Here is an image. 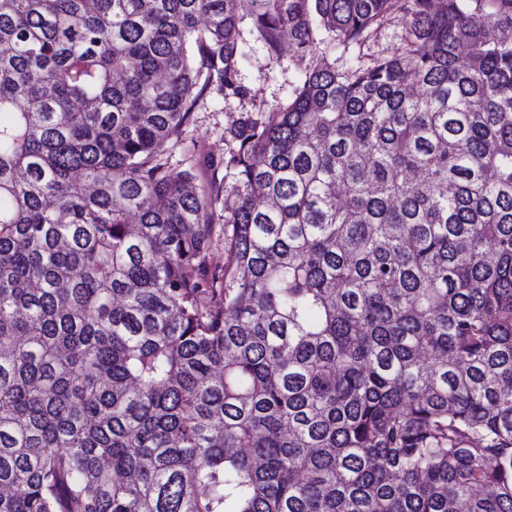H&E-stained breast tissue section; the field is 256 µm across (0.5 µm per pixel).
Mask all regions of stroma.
<instances>
[{
    "label": "stroma",
    "mask_w": 512,
    "mask_h": 512,
    "mask_svg": "<svg viewBox=\"0 0 512 512\" xmlns=\"http://www.w3.org/2000/svg\"><path fill=\"white\" fill-rule=\"evenodd\" d=\"M241 34L245 56L238 80L247 91L246 97L227 100L214 92L204 95L189 124L178 140L168 145L164 155L172 168L191 172L200 187L207 186L214 169L223 167L231 144L230 131L239 119L252 113L257 104L266 110L287 105L305 68L292 50H282L276 59L269 56L250 25H243Z\"/></svg>",
    "instance_id": "1"
}]
</instances>
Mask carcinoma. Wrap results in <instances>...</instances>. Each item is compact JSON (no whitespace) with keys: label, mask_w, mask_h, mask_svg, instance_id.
<instances>
[{"label":"carcinoma","mask_w":512,"mask_h":512,"mask_svg":"<svg viewBox=\"0 0 512 512\" xmlns=\"http://www.w3.org/2000/svg\"><path fill=\"white\" fill-rule=\"evenodd\" d=\"M246 21L312 63L201 189L164 154L243 93ZM492 28L512 0H0V512H512ZM403 33L402 21L398 18L392 20L378 31L376 38L371 42L370 53L389 56L395 54L401 46ZM222 214L223 217H216V227L213 239L210 243L207 255L208 265L212 272H216L221 276L222 269H224V212L218 211V215Z\"/></svg>","instance_id":"1"}]
</instances>
